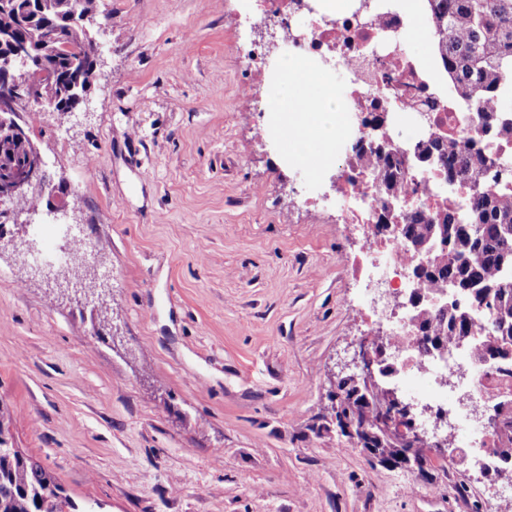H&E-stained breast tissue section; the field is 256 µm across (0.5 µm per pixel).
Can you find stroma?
Masks as SVG:
<instances>
[{
	"mask_svg": "<svg viewBox=\"0 0 512 512\" xmlns=\"http://www.w3.org/2000/svg\"><path fill=\"white\" fill-rule=\"evenodd\" d=\"M99 79L30 135L67 207L0 231V413L75 512H512L466 464L425 480L335 430L367 327L339 167L284 165L242 0H101ZM195 50L184 53L185 42ZM323 201H305L309 181ZM79 225L97 262L36 273Z\"/></svg>",
	"mask_w": 512,
	"mask_h": 512,
	"instance_id": "obj_1",
	"label": "stroma"
}]
</instances>
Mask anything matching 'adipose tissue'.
Returning a JSON list of instances; mask_svg holds the SVG:
<instances>
[{
	"label": "adipose tissue",
	"mask_w": 512,
	"mask_h": 512,
	"mask_svg": "<svg viewBox=\"0 0 512 512\" xmlns=\"http://www.w3.org/2000/svg\"><path fill=\"white\" fill-rule=\"evenodd\" d=\"M278 76L267 84L270 131L289 164L322 174L336 160L347 117L337 89L300 55L279 58Z\"/></svg>",
	"instance_id": "1"
}]
</instances>
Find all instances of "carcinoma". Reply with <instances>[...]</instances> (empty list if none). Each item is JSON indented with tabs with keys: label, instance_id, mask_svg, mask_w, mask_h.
I'll use <instances>...</instances> for the list:
<instances>
[{
	"label": "carcinoma",
	"instance_id": "1",
	"mask_svg": "<svg viewBox=\"0 0 512 512\" xmlns=\"http://www.w3.org/2000/svg\"><path fill=\"white\" fill-rule=\"evenodd\" d=\"M426 5L434 54L451 95L486 117L484 131L512 139V111L502 108L503 100L512 98V0H426ZM100 16L108 19L101 0H44L32 26L18 21L17 10L0 8V32L13 31L14 40L31 45L34 56L32 66L11 74V84H28L39 68L54 77L77 69L82 75L79 87L60 96L67 107H76L83 88L98 80L92 62L96 44L86 22ZM40 27L58 30L66 50L39 43ZM479 144L475 140L450 147L439 134L413 148L416 161L443 168L448 187L464 183L470 188L463 203L431 217L399 208L407 177L399 157L381 150L368 156L361 143L352 147L357 161L371 167L383 209L394 205L390 218L399 219L428 254V266L419 268L424 294L442 292L450 281L460 291L458 300L450 299L437 309L426 303L418 308V346L427 353L456 347L474 335L475 302L485 304L488 316L498 317V329L487 331L491 339L480 353L487 354L499 341L512 346V184L496 169L507 162L483 154ZM30 149L28 139L15 136L4 149L3 160L19 163ZM341 389L343 416L362 447L371 449L372 459L394 468L410 461L414 472L426 478L437 470L422 444L383 429L389 413L385 396L366 383L346 381ZM3 433L0 422V512H66L70 503L54 477L19 449L7 446ZM495 438L494 454L500 463L511 465L512 419L495 432Z\"/></svg>",
	"mask_w": 512,
	"mask_h": 512
}]
</instances>
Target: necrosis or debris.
I'll return each instance as SVG.
<instances>
[{
    "label": "necrosis or debris",
    "instance_id": "obj_1",
    "mask_svg": "<svg viewBox=\"0 0 512 512\" xmlns=\"http://www.w3.org/2000/svg\"><path fill=\"white\" fill-rule=\"evenodd\" d=\"M274 2L281 11H301L308 19L305 34L285 30L286 53L303 54L320 67L329 61L346 73L350 92L344 107L352 142L368 140L369 130L361 125L360 119L373 111L378 100L386 101L390 113L413 116L421 109L428 112V126L412 123L407 135L409 143L425 141L432 131L441 132L458 144L480 134L477 113L463 110L449 97L447 83L427 76L415 58L400 51L405 27L400 0H369L370 7L364 14L337 17L316 14L308 0ZM336 191L343 200L347 223L358 225L370 236L365 252L355 260L365 280L378 292L364 309L368 338L385 331L389 336L386 357L393 380L432 407L453 412L460 425L471 426L469 411L458 396L445 389L444 379L463 368L467 371L461 383L464 391L512 397V376L499 374L490 363L452 348L434 359L421 353L410 310L388 308L385 300L386 295L407 288L416 259L401 248L395 236L379 231L381 201L365 170L355 160H348L344 179ZM467 192L463 184L447 188L438 170L414 167L405 196L423 213L431 214L452 201L464 200Z\"/></svg>",
    "mask_w": 512,
    "mask_h": 512
}]
</instances>
